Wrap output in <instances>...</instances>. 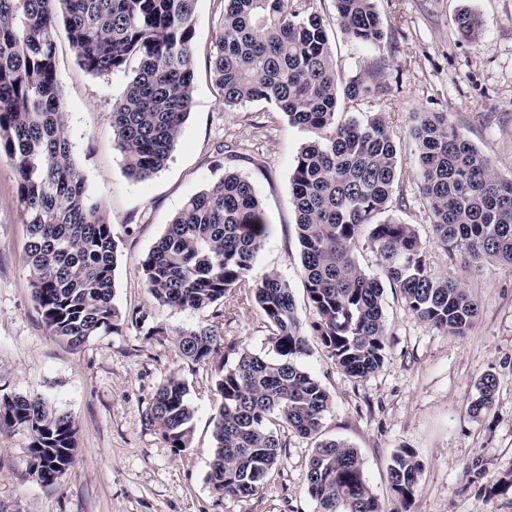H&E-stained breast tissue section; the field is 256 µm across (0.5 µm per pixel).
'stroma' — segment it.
Instances as JSON below:
<instances>
[{"mask_svg": "<svg viewBox=\"0 0 512 512\" xmlns=\"http://www.w3.org/2000/svg\"><path fill=\"white\" fill-rule=\"evenodd\" d=\"M315 5L329 23L339 80L361 69L392 88L385 98L356 104L339 99L338 119L379 113L396 132L407 202L394 215L417 227L433 271L464 280L480 305L468 335L454 337L415 318L394 290H386L389 352L383 366L363 379L349 377L311 343L300 362L331 398L323 433L358 449L384 512H512V489L494 488L512 474V267L488 261L466 271L433 242L409 137L415 112L448 113L495 172L512 178V0H376L385 37L373 47L334 24V0ZM465 9L482 22L477 40L458 33L456 17ZM223 10L222 0H196L192 109L166 166L144 181L125 174L112 131V106L131 72L89 74L66 36L58 38L67 134L87 189L105 207L116 237L114 303L126 316L151 310L164 335L124 323L79 348L50 335L24 261L17 176L0 159V397H41L78 425L75 463L53 485L39 481L29 467L31 433L0 428V512H317L306 489L316 441L294 433L281 466L255 495L213 492L207 476L212 418L220 402L214 372L207 366L189 370L176 352L178 334L208 322L211 312L157 305L141 276V259L184 203L217 178L216 148L231 142L240 154L226 158L224 167L248 177L273 227L254 274L280 273L291 285L302 325L314 319L289 201L294 159L313 134L289 125L263 101L225 108L207 57ZM223 336L230 365L239 349L267 348L264 320L249 303L225 301ZM488 373L498 380L496 402L488 414L475 417L468 406ZM175 374L187 381L195 410L191 446L179 454L143 423L158 388ZM402 447L414 449L424 462L418 491L405 508L387 481L390 457Z\"/></svg>", "mask_w": 512, "mask_h": 512, "instance_id": "35a3bbf8", "label": "stroma"}]
</instances>
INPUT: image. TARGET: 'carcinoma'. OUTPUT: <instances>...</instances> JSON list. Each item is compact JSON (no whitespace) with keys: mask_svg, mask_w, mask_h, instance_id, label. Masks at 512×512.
Instances as JSON below:
<instances>
[{"mask_svg":"<svg viewBox=\"0 0 512 512\" xmlns=\"http://www.w3.org/2000/svg\"><path fill=\"white\" fill-rule=\"evenodd\" d=\"M196 0H0V158L18 175L27 227L25 263L50 334L79 347L125 321L114 305L117 243L101 202L78 170L64 124L57 67L59 30L78 64L93 75L127 69L134 76L112 110L126 174L145 180L167 163L191 110ZM336 25L364 45L380 43L384 24L375 0H335ZM481 24L468 13L458 32L468 40ZM210 73L224 107L274 105L291 126L315 138L294 160L290 203L296 215L301 273L316 319L312 334L347 375L365 378L387 357L385 286L407 310L451 336L472 327L479 305L457 278L432 272L414 225L388 215L400 166L399 139L374 113L336 119L338 98L386 97L391 87L357 72L339 85L325 19L311 0H224ZM433 237L464 266L495 260L512 266V179L453 127L446 112H418L409 131ZM252 182L226 171L187 200L141 260L145 288L160 306L212 309L211 320L183 331L179 356L191 367L217 363L220 404L213 417L208 473L224 497L252 496L283 461L288 432L319 439L306 483L318 512H383L356 448L321 438L330 409L326 389L299 363L307 336L288 280L252 272L269 234ZM381 275L359 264L358 243ZM254 303L265 318L268 352L247 349L224 366V298ZM474 415L494 407L497 378L485 374ZM188 383L173 375L157 390L144 424L176 453L191 445L194 409ZM0 426L33 436L29 466L54 484L73 466L77 425L40 397L0 398ZM423 460L411 448L391 457L387 480L402 504L415 496Z\"/></svg>","mask_w":512,"mask_h":512,"instance_id":"obj_1","label":"carcinoma"}]
</instances>
